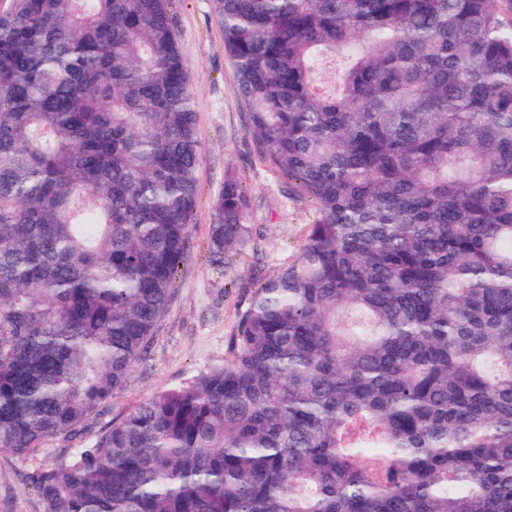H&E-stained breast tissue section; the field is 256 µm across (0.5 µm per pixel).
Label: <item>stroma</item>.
Segmentation results:
<instances>
[{
	"label": "stroma",
	"mask_w": 512,
	"mask_h": 512,
	"mask_svg": "<svg viewBox=\"0 0 512 512\" xmlns=\"http://www.w3.org/2000/svg\"><path fill=\"white\" fill-rule=\"evenodd\" d=\"M175 12L201 140L200 196L191 217L192 244L147 354L125 387L96 411L86 432L90 440L154 392L179 386L222 363L255 284L288 266L313 218L311 207L289 197L287 188L258 158L246 132V109L224 54L212 0H177ZM228 169L245 179L253 201L250 222L255 236L231 253L223 269L213 265L207 242L215 222L213 201ZM68 456L69 443L61 438L29 457L0 455V512H43L27 477Z\"/></svg>",
	"instance_id": "35a3bbf8"
}]
</instances>
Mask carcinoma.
Segmentation results:
<instances>
[{"label": "carcinoma", "mask_w": 512, "mask_h": 512, "mask_svg": "<svg viewBox=\"0 0 512 512\" xmlns=\"http://www.w3.org/2000/svg\"><path fill=\"white\" fill-rule=\"evenodd\" d=\"M175 0H0V453L146 353L201 142ZM258 156L316 210L224 363L29 482L43 512H512V0H213ZM233 170L216 265L253 237Z\"/></svg>", "instance_id": "cac0c4a2"}]
</instances>
